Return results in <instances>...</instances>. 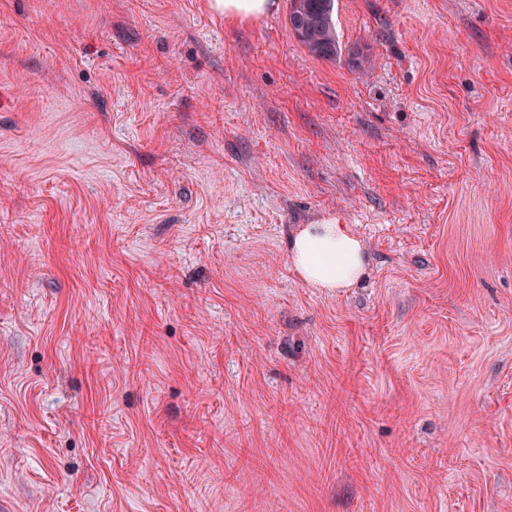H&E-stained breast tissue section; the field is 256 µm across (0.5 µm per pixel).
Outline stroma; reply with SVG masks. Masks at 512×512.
Masks as SVG:
<instances>
[{
  "mask_svg": "<svg viewBox=\"0 0 512 512\" xmlns=\"http://www.w3.org/2000/svg\"><path fill=\"white\" fill-rule=\"evenodd\" d=\"M290 6L0 0V512H512V0ZM212 8L224 14L225 21L240 23L275 12L277 0H211ZM299 5L304 10V16L319 18L322 21V27L316 32H305L301 35L296 25V15L292 17V11H290L291 28L298 40L316 58H336L339 45L333 20L335 0H300ZM290 259L304 283L319 291L353 288L367 274V249L349 224L336 217L321 224H298L292 233Z\"/></svg>",
  "mask_w": 512,
  "mask_h": 512,
  "instance_id": "stroma-1",
  "label": "stroma"
}]
</instances>
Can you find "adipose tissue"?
I'll use <instances>...</instances> for the list:
<instances>
[{"label":"adipose tissue","instance_id":"adipose-tissue-1","mask_svg":"<svg viewBox=\"0 0 512 512\" xmlns=\"http://www.w3.org/2000/svg\"><path fill=\"white\" fill-rule=\"evenodd\" d=\"M290 259L304 283L320 291L354 287L367 274V250L348 224L326 218L319 224L297 225L292 233Z\"/></svg>","mask_w":512,"mask_h":512}]
</instances>
